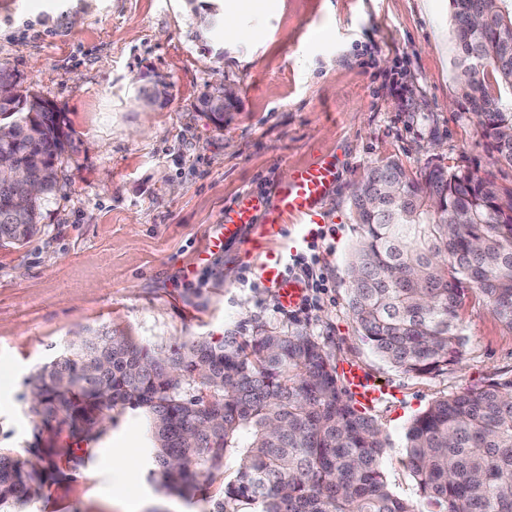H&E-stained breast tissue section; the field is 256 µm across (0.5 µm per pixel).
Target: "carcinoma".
<instances>
[{
  "label": "carcinoma",
  "mask_w": 512,
  "mask_h": 512,
  "mask_svg": "<svg viewBox=\"0 0 512 512\" xmlns=\"http://www.w3.org/2000/svg\"><path fill=\"white\" fill-rule=\"evenodd\" d=\"M458 104L476 118L491 164L512 167V0H450ZM508 94L489 90L488 78ZM27 89L0 99V152L30 178L47 174L28 207L4 209L0 245L37 231L42 205L60 191L48 170L70 147L64 113ZM358 239L348 266L349 309L372 349L407 373L459 362V309L482 293L512 330V190L490 173L434 166L419 174L388 158L352 192ZM28 410L43 426L88 441L117 407L142 410L154 474L170 493L200 490L241 455L216 512H416L382 471L388 438L339 386L325 345L302 330L194 339L167 349L108 328L82 330L26 379ZM407 464L431 512H512V377L432 402L404 432ZM74 455L54 440L23 455L0 448V512L40 497L53 458Z\"/></svg>",
  "instance_id": "cac0c4a2"
}]
</instances>
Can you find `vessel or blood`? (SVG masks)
<instances>
[{
    "label": "vessel or blood",
    "instance_id": "obj_1",
    "mask_svg": "<svg viewBox=\"0 0 512 512\" xmlns=\"http://www.w3.org/2000/svg\"><path fill=\"white\" fill-rule=\"evenodd\" d=\"M336 181V165L324 158L295 169L288 182L282 183L272 199L243 194L236 204L226 209L221 218V231L214 239V246L237 240L244 225H252L253 233L247 242L249 249H263L277 238L283 228L299 223L303 234L312 236L325 222L322 203ZM284 257L268 253L261 265L265 282L276 288L283 306L293 307L300 299L302 290L284 274ZM340 378L351 397L365 406L382 399L386 390L359 366L351 364L340 371Z\"/></svg>",
    "mask_w": 512,
    "mask_h": 512
}]
</instances>
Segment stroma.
Returning <instances> with one entry per match:
<instances>
[{"mask_svg": "<svg viewBox=\"0 0 512 512\" xmlns=\"http://www.w3.org/2000/svg\"><path fill=\"white\" fill-rule=\"evenodd\" d=\"M227 0H0V67L64 112L72 144L61 190L41 229L0 247V447L24 450L42 428L24 380L85 329L136 342L244 340L299 328L335 365L358 364L388 391L367 413L392 442L382 463L392 491L430 512L406 466L409 420L433 401L512 376V330L484 296L463 299L460 361L425 376L404 372L364 343L348 307L357 240L351 198L366 169L398 159L491 172L472 113L460 111L450 0H237L223 33L202 29ZM167 84L143 100L144 74ZM236 90L216 128L197 110L210 86ZM336 162L314 244L330 290L312 309L282 307L240 243L212 248L220 219L246 191L272 195L296 166ZM112 425L53 476L27 512H212L238 455L185 499L150 475L147 425L117 408Z\"/></svg>", "mask_w": 512, "mask_h": 512, "instance_id": "stroma-1", "label": "stroma"}]
</instances>
